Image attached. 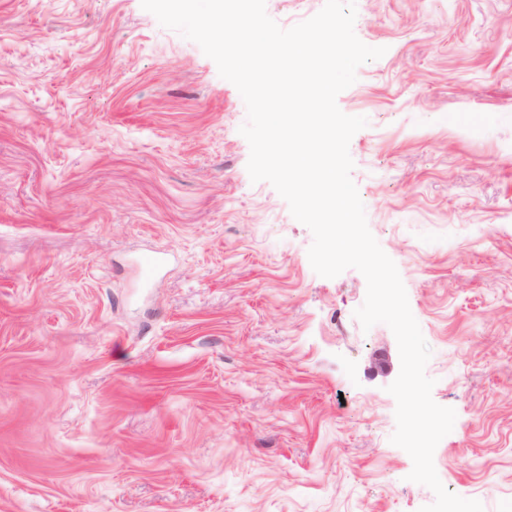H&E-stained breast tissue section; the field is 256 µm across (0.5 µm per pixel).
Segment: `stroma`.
Listing matches in <instances>:
<instances>
[{"mask_svg":"<svg viewBox=\"0 0 512 512\" xmlns=\"http://www.w3.org/2000/svg\"><path fill=\"white\" fill-rule=\"evenodd\" d=\"M351 178L453 408L445 488L512 512V0H355ZM247 108L141 0H0V512H420L350 268L247 171ZM164 265L146 277L139 254Z\"/></svg>","mask_w":512,"mask_h":512,"instance_id":"35a3bbf8","label":"stroma"}]
</instances>
